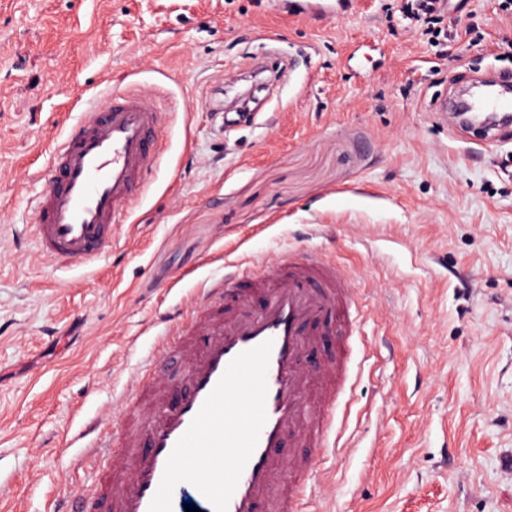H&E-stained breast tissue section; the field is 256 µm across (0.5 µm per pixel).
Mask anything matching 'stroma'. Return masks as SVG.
Listing matches in <instances>:
<instances>
[{"instance_id":"35a3bbf8","label":"stroma","mask_w":512,"mask_h":512,"mask_svg":"<svg viewBox=\"0 0 512 512\" xmlns=\"http://www.w3.org/2000/svg\"><path fill=\"white\" fill-rule=\"evenodd\" d=\"M354 3L0 0V512L93 490L73 434L118 432L152 321L225 264L291 253L340 263L364 305L363 380L307 512H512V128L482 147L435 117L512 70V11L463 0L434 35ZM125 86L164 101L163 158L101 260L61 266L22 233L36 151Z\"/></svg>"}]
</instances>
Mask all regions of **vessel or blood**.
I'll return each instance as SVG.
<instances>
[{
    "mask_svg": "<svg viewBox=\"0 0 512 512\" xmlns=\"http://www.w3.org/2000/svg\"><path fill=\"white\" fill-rule=\"evenodd\" d=\"M473 128L512 115V76L477 83L465 107ZM165 114L133 89L92 100L50 150L47 186L33 205L40 252L76 266L97 262L127 223L163 154ZM351 283L315 255L278 259L272 273L237 267L199 289L185 313L160 316L156 361L145 366L122 414L119 440L100 434L88 453L102 463L99 495L68 512H176L186 491L198 512H303L329 446L326 418L352 388L356 333ZM264 305L252 312L254 292ZM334 318L341 357L310 370L315 322ZM304 451L283 461L286 443Z\"/></svg>",
    "mask_w": 512,
    "mask_h": 512,
    "instance_id": "1",
    "label": "vessel or blood"
}]
</instances>
